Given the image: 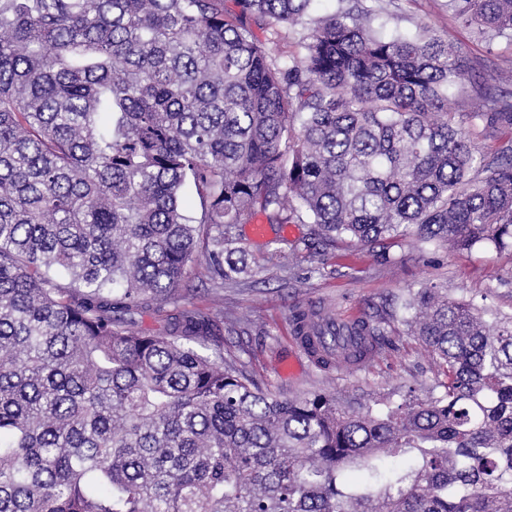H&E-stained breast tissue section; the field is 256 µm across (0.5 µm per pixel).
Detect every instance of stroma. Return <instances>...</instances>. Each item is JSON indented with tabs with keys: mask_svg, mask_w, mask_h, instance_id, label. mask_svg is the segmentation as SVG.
I'll return each instance as SVG.
<instances>
[{
	"mask_svg": "<svg viewBox=\"0 0 512 512\" xmlns=\"http://www.w3.org/2000/svg\"><path fill=\"white\" fill-rule=\"evenodd\" d=\"M357 4L372 8L371 25L381 33L424 27L460 46L466 66L485 80L512 69V41L478 40L449 12L447 0H318L316 12L324 15ZM255 222L266 224L265 236L253 237L246 224L235 229L247 273L215 287L207 261L200 257L188 265L181 292L188 305L222 323L206 338L207 349L220 350L225 363L277 396L331 391L362 405L398 404L423 396L434 382L432 359L401 322L410 289L421 284H437L451 297L488 303L500 315L512 316L511 249L455 252L409 237L359 250L322 239L312 224L293 225L286 235L280 225L267 224L264 215H257ZM275 249L297 252L300 259L269 266L266 256ZM308 301L321 302L341 316L386 320L382 358L358 371L338 368L328 378L306 363L289 369V360L299 355L289 313Z\"/></svg>",
	"mask_w": 512,
	"mask_h": 512,
	"instance_id": "1",
	"label": "stroma"
}]
</instances>
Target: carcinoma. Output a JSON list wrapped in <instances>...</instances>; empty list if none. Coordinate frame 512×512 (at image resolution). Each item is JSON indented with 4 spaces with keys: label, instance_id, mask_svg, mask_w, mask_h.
Returning a JSON list of instances; mask_svg holds the SVG:
<instances>
[{
    "label": "carcinoma",
    "instance_id": "cac0c4a2",
    "mask_svg": "<svg viewBox=\"0 0 512 512\" xmlns=\"http://www.w3.org/2000/svg\"><path fill=\"white\" fill-rule=\"evenodd\" d=\"M224 2L0 0V512H512V316L410 293L436 384L384 410L251 387L203 351L197 308L125 325L144 296L179 306L199 254L235 280L233 229L259 213L358 247L512 249V90L472 78L481 150L449 96L461 47L384 37L364 8ZM448 11L512 40V0ZM251 17L308 32L276 54ZM324 318L289 321L311 345ZM383 334L359 322L373 345L345 366Z\"/></svg>",
    "mask_w": 512,
    "mask_h": 512
}]
</instances>
